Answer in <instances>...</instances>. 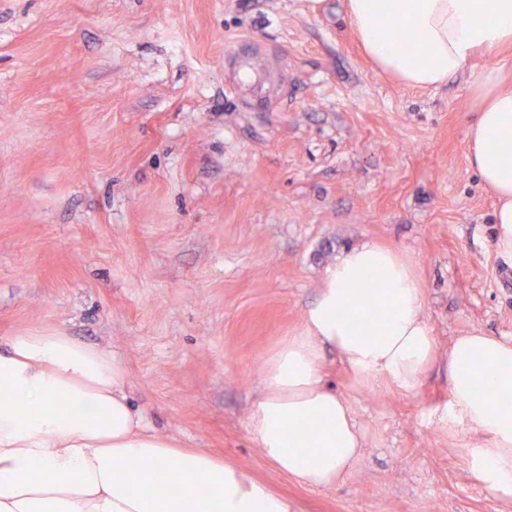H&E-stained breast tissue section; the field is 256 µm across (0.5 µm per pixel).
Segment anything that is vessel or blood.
<instances>
[{"instance_id": "vessel-or-blood-1", "label": "vessel or blood", "mask_w": 512, "mask_h": 512, "mask_svg": "<svg viewBox=\"0 0 512 512\" xmlns=\"http://www.w3.org/2000/svg\"><path fill=\"white\" fill-rule=\"evenodd\" d=\"M275 59L263 46L244 42L224 57V66L233 92L246 109L268 102L274 77Z\"/></svg>"}]
</instances>
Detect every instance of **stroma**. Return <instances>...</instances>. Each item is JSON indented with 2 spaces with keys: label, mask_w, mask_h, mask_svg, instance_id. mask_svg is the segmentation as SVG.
Returning <instances> with one entry per match:
<instances>
[{
  "label": "stroma",
  "mask_w": 512,
  "mask_h": 512,
  "mask_svg": "<svg viewBox=\"0 0 512 512\" xmlns=\"http://www.w3.org/2000/svg\"><path fill=\"white\" fill-rule=\"evenodd\" d=\"M344 0H0V336L62 332L124 368L148 430L222 456L293 512H512L415 392L327 381L364 435L350 478L280 473L247 433L264 362L348 246L410 256L440 354L512 338V262L466 161L475 55L436 90L376 75ZM283 80L243 111L224 55Z\"/></svg>",
  "instance_id": "obj_1"
}]
</instances>
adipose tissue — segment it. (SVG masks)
I'll return each mask as SVG.
<instances>
[{"instance_id": "obj_1", "label": "adipose tissue", "mask_w": 512, "mask_h": 512, "mask_svg": "<svg viewBox=\"0 0 512 512\" xmlns=\"http://www.w3.org/2000/svg\"><path fill=\"white\" fill-rule=\"evenodd\" d=\"M351 30L373 70L433 89L476 54L489 63L474 80L475 119L466 160L496 199L498 253L512 258V86L502 73L512 48V0H345ZM411 29L426 48L416 59L392 38ZM381 283L380 313L360 323L358 300ZM412 262L375 243L352 246L324 272L301 329L265 362L247 420L253 443L301 484L342 482L364 444L346 395L325 380L336 350L361 386L413 391L439 360ZM448 403L437 423L461 436L472 478L512 497V340L456 337L448 349ZM314 450H307V440ZM0 512H291L287 500L205 451H182L147 431L132 407L121 365L62 333L0 337Z\"/></svg>"}]
</instances>
